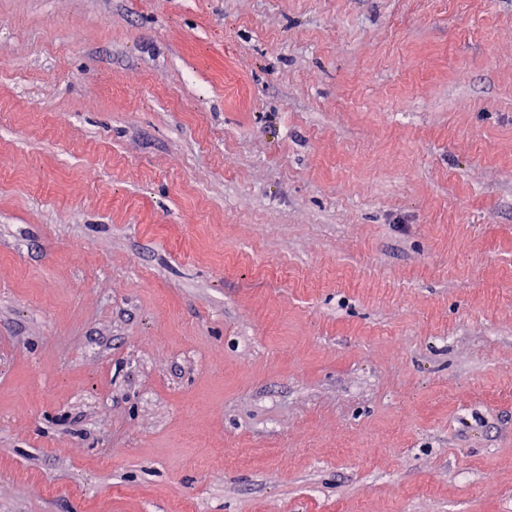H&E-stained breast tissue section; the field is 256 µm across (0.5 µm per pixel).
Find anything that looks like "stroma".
<instances>
[{
	"instance_id": "35a3bbf8",
	"label": "stroma",
	"mask_w": 512,
	"mask_h": 512,
	"mask_svg": "<svg viewBox=\"0 0 512 512\" xmlns=\"http://www.w3.org/2000/svg\"><path fill=\"white\" fill-rule=\"evenodd\" d=\"M1 14L0 512H512V0Z\"/></svg>"
}]
</instances>
